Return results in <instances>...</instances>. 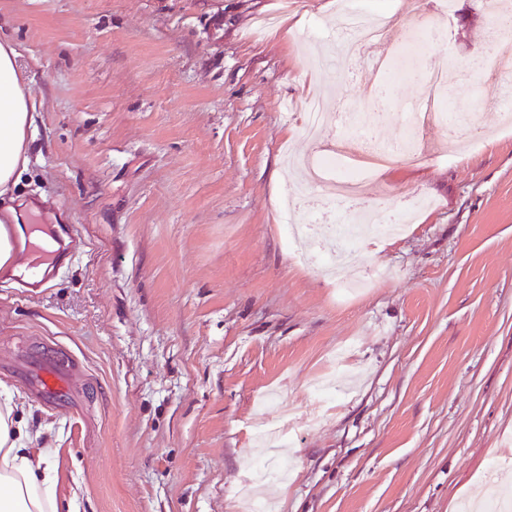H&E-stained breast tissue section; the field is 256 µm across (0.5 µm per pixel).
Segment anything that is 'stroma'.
Returning <instances> with one entry per match:
<instances>
[{"instance_id":"1","label":"stroma","mask_w":512,"mask_h":512,"mask_svg":"<svg viewBox=\"0 0 512 512\" xmlns=\"http://www.w3.org/2000/svg\"><path fill=\"white\" fill-rule=\"evenodd\" d=\"M344 0H0L37 109L12 196L77 249L49 288L0 279V364L52 343L84 372L77 416L0 371L25 448L54 449L67 512H459L512 489V121L493 0H455L446 83L314 55ZM365 115L309 138L287 103ZM480 137L448 152L446 114ZM417 149L392 163L377 151ZM356 168L378 214L421 193L396 239L358 243L339 294L283 231L287 155ZM357 380L320 402L315 381ZM290 440L288 472L262 431Z\"/></svg>"}]
</instances>
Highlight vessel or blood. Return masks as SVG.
<instances>
[{
	"instance_id": "obj_1",
	"label": "vessel or blood",
	"mask_w": 512,
	"mask_h": 512,
	"mask_svg": "<svg viewBox=\"0 0 512 512\" xmlns=\"http://www.w3.org/2000/svg\"><path fill=\"white\" fill-rule=\"evenodd\" d=\"M0 240L11 244L19 275L33 292L44 288L69 258L68 253L53 249L51 242L46 240L19 239L15 225L6 221L0 223ZM20 375L37 401L58 412L73 413V373L50 351L31 352L20 369Z\"/></svg>"
}]
</instances>
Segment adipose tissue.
<instances>
[{"instance_id":"ef3b65f1","label":"adipose tissue","mask_w":512,"mask_h":512,"mask_svg":"<svg viewBox=\"0 0 512 512\" xmlns=\"http://www.w3.org/2000/svg\"><path fill=\"white\" fill-rule=\"evenodd\" d=\"M18 58L13 41L0 34V198L26 165L35 110ZM21 434L15 405L0 404V512H60L50 452L21 447Z\"/></svg>"}]
</instances>
